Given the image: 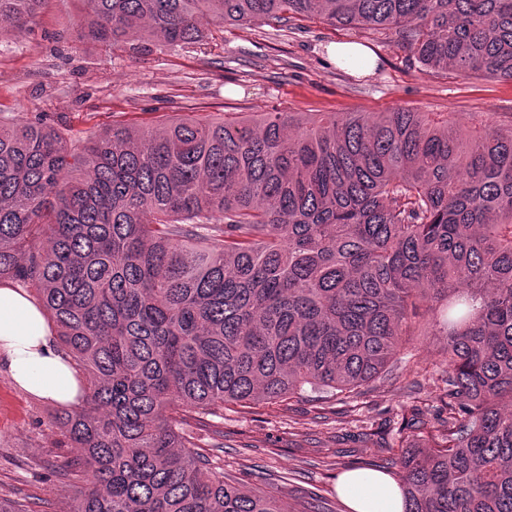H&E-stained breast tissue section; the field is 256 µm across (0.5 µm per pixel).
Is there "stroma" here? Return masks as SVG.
Masks as SVG:
<instances>
[{"label":"stroma","mask_w":512,"mask_h":512,"mask_svg":"<svg viewBox=\"0 0 512 512\" xmlns=\"http://www.w3.org/2000/svg\"><path fill=\"white\" fill-rule=\"evenodd\" d=\"M72 0H47L28 30L0 32V121L36 118L72 147L115 124L156 127L175 116L210 121L241 112H512V82L424 70L384 36L321 19L221 25L209 23L199 47L145 42L138 48L75 40ZM362 45L374 63L352 69L332 60L335 43ZM408 372L340 393H314L248 407L228 405L200 431L226 473L274 494L300 512L318 494L320 512H348L339 475L392 456L403 417L423 412L439 427L444 339L429 337L403 355ZM57 404L19 390L0 365V499L49 503L56 512L82 483L54 475L67 448L55 423Z\"/></svg>","instance_id":"1"}]
</instances>
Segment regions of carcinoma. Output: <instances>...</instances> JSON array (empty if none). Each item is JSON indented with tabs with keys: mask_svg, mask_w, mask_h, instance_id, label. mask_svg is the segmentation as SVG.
<instances>
[{
	"mask_svg": "<svg viewBox=\"0 0 512 512\" xmlns=\"http://www.w3.org/2000/svg\"><path fill=\"white\" fill-rule=\"evenodd\" d=\"M47 0H0L23 31ZM78 38L190 47L201 19L319 17L425 69L512 81V0H76ZM32 287L84 399L61 512H284L166 409L353 392L443 336L446 412L398 431L405 512H512V112H263L116 125L76 149L0 122V282Z\"/></svg>",
	"mask_w": 512,
	"mask_h": 512,
	"instance_id": "1",
	"label": "carcinoma"
}]
</instances>
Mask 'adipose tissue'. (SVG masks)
Instances as JSON below:
<instances>
[{
  "label": "adipose tissue",
  "mask_w": 512,
  "mask_h": 512,
  "mask_svg": "<svg viewBox=\"0 0 512 512\" xmlns=\"http://www.w3.org/2000/svg\"><path fill=\"white\" fill-rule=\"evenodd\" d=\"M0 362L33 396L70 406L81 400L80 374L59 351L42 305L10 281L0 283ZM338 491L349 512H404L397 482L379 472H344Z\"/></svg>",
  "instance_id": "ef3b65f1"
}]
</instances>
